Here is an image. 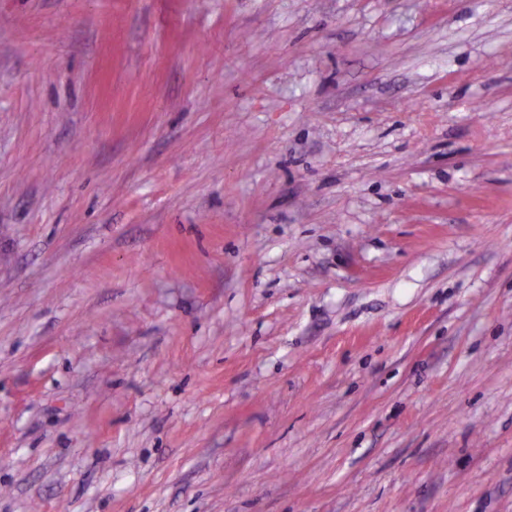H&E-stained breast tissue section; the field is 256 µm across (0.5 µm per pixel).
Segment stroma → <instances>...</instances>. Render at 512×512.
Instances as JSON below:
<instances>
[{"label": "stroma", "instance_id": "35a3bbf8", "mask_svg": "<svg viewBox=\"0 0 512 512\" xmlns=\"http://www.w3.org/2000/svg\"><path fill=\"white\" fill-rule=\"evenodd\" d=\"M0 512H512V0H0Z\"/></svg>", "mask_w": 512, "mask_h": 512}]
</instances>
